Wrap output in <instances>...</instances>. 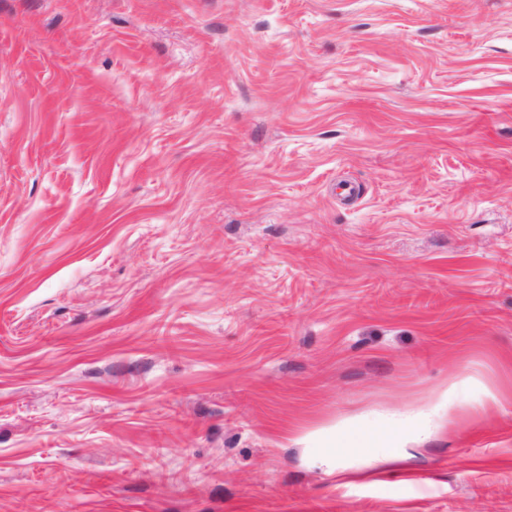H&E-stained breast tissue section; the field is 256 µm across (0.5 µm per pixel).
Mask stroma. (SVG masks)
I'll return each instance as SVG.
<instances>
[{
  "label": "stroma",
  "mask_w": 512,
  "mask_h": 512,
  "mask_svg": "<svg viewBox=\"0 0 512 512\" xmlns=\"http://www.w3.org/2000/svg\"><path fill=\"white\" fill-rule=\"evenodd\" d=\"M0 512H512V0H0ZM457 399L456 385L450 386L443 391L437 399L434 408L423 414L421 421L399 422L379 428L372 434L366 443L353 441L341 448L343 454L350 458L362 454V448H385L381 454L376 455L378 462L395 464L407 457V446L411 443H418L428 435L429 425L434 417H441L451 407L461 406Z\"/></svg>",
  "instance_id": "stroma-1"
}]
</instances>
